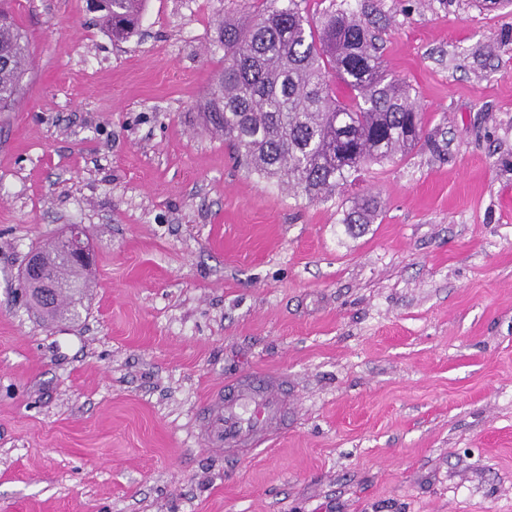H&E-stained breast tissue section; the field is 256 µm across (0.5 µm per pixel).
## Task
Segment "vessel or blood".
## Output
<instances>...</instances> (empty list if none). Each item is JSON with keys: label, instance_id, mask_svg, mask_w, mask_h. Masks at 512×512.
<instances>
[{"label": "vessel or blood", "instance_id": "1", "mask_svg": "<svg viewBox=\"0 0 512 512\" xmlns=\"http://www.w3.org/2000/svg\"><path fill=\"white\" fill-rule=\"evenodd\" d=\"M288 380L275 371L246 372L213 391L201 417L209 445L249 459L288 431Z\"/></svg>", "mask_w": 512, "mask_h": 512}]
</instances>
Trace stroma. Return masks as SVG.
<instances>
[{"instance_id":"obj_1","label":"stroma","mask_w":512,"mask_h":512,"mask_svg":"<svg viewBox=\"0 0 512 512\" xmlns=\"http://www.w3.org/2000/svg\"><path fill=\"white\" fill-rule=\"evenodd\" d=\"M430 144L309 201L204 122L241 0H6L36 66L0 112V512H512V6L374 0ZM374 196L375 223L343 213ZM81 225L80 317L20 296ZM288 378V432L209 451L208 394ZM146 0H102V21L113 39L124 40L139 28Z\"/></svg>"}]
</instances>
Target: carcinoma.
Segmentation results:
<instances>
[{
    "mask_svg": "<svg viewBox=\"0 0 512 512\" xmlns=\"http://www.w3.org/2000/svg\"><path fill=\"white\" fill-rule=\"evenodd\" d=\"M305 0L245 9L218 27L224 68L204 103L207 126L224 134L247 171L325 201L362 167L403 157L424 139L411 86L385 69L380 10L360 0H329L314 16ZM146 0H100L116 40L139 28ZM28 43L0 8V112L16 103L27 72ZM378 202L363 196L344 212L349 230L375 222ZM48 279H24L29 305L46 322L79 315L88 266L73 264L58 239L32 250Z\"/></svg>",
    "mask_w": 512,
    "mask_h": 512,
    "instance_id": "obj_1",
    "label": "carcinoma"
}]
</instances>
